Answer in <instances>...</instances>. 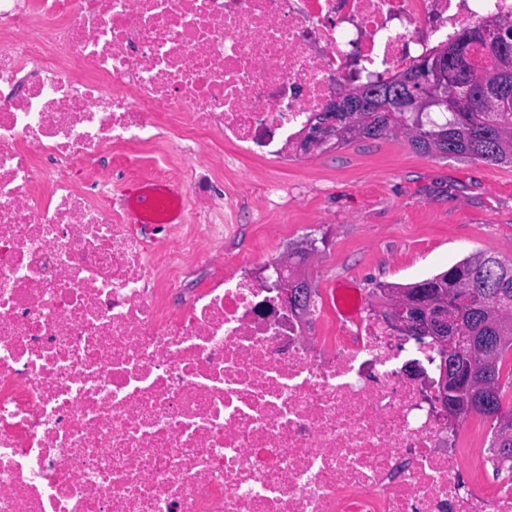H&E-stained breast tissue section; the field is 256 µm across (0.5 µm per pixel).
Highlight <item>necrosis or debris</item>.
Segmentation results:
<instances>
[{
    "label": "necrosis or debris",
    "instance_id": "necrosis-or-debris-1",
    "mask_svg": "<svg viewBox=\"0 0 512 512\" xmlns=\"http://www.w3.org/2000/svg\"><path fill=\"white\" fill-rule=\"evenodd\" d=\"M512 0H0V512H512V461L431 405L432 341L292 313L223 243L213 156L276 164L313 112ZM173 149L147 245L102 153ZM497 463V462H496ZM185 219V214L182 206H179L172 210L165 222L163 224H151L146 228V234L150 239L155 242V245H161V244H169L171 243L172 238L174 235L172 232H170L169 229H164L163 227H157V226H165V225H177V224H183ZM184 264L187 267L184 288H189V292L191 290L205 288L215 275V271L212 268L197 262V260L192 257L185 258Z\"/></svg>",
    "mask_w": 512,
    "mask_h": 512
}]
</instances>
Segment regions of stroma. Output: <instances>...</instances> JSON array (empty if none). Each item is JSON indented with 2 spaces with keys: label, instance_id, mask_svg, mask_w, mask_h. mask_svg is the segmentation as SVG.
Segmentation results:
<instances>
[{
  "label": "stroma",
  "instance_id": "obj_1",
  "mask_svg": "<svg viewBox=\"0 0 512 512\" xmlns=\"http://www.w3.org/2000/svg\"><path fill=\"white\" fill-rule=\"evenodd\" d=\"M222 175L240 190L224 213L234 227L225 254L320 257L310 283L325 295L342 283L368 295L414 283L478 252L512 259V164L419 152L397 133L293 151L275 174L252 161ZM274 177L279 195L260 197Z\"/></svg>",
  "mask_w": 512,
  "mask_h": 512
}]
</instances>
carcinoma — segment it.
I'll list each match as a JSON object with an SVG mask.
<instances>
[{
    "instance_id": "1",
    "label": "carcinoma",
    "mask_w": 512,
    "mask_h": 512,
    "mask_svg": "<svg viewBox=\"0 0 512 512\" xmlns=\"http://www.w3.org/2000/svg\"><path fill=\"white\" fill-rule=\"evenodd\" d=\"M512 21L498 20L480 28H467L448 46V89L468 92L469 105L461 112H449L444 121L433 119L414 128L402 112H382L374 122L350 132L352 138L379 139L398 131L409 135L412 146L424 153L434 152L498 164L512 163V73L500 76V90L493 87L496 60L512 59V43H493L486 34L493 27ZM486 46L491 63L475 68L469 57L470 45ZM458 275L457 284L438 277L410 285L411 291L430 284L435 290L457 289L449 307L453 320L455 347L468 354L472 346L483 343L485 365L476 370V380L488 373L487 391L491 411L475 410L488 416L503 412L501 404L500 363L503 354L512 350V261L494 254L477 253L451 267L448 273Z\"/></svg>"
}]
</instances>
